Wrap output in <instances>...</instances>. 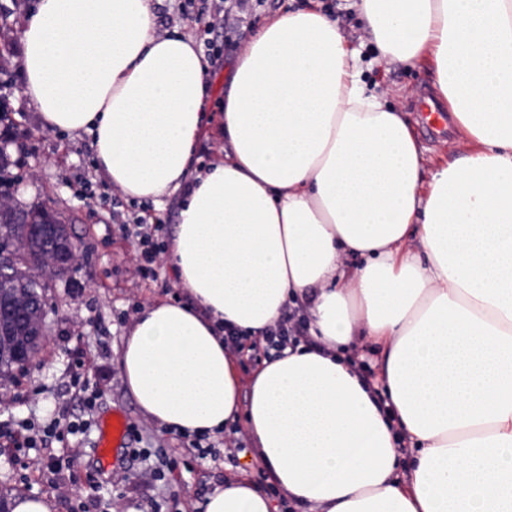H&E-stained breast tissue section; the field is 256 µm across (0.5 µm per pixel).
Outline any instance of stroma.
<instances>
[{
	"instance_id": "1",
	"label": "stroma",
	"mask_w": 512,
	"mask_h": 512,
	"mask_svg": "<svg viewBox=\"0 0 512 512\" xmlns=\"http://www.w3.org/2000/svg\"><path fill=\"white\" fill-rule=\"evenodd\" d=\"M316 6L333 12L351 47L370 52L371 43L358 13L346 6V0H226L224 31L217 44L225 54L244 49L266 19L283 7ZM367 82L378 83L391 94L393 105L407 113L417 138L427 147V167L469 153L467 138L455 127L429 133L417 110V99L432 96L430 77L425 69L405 70L381 63L366 75ZM0 83L11 92L13 131L26 150L14 153L9 170L12 193L27 204H44L56 210L71 234L77 238L88 257L80 261L69 279L50 282L45 289L44 329L46 342L33 363L10 380L0 379V402L9 403L0 420L10 416L44 421L56 409L66 407L70 414L84 415L85 410L70 389L66 371L65 336L79 338L80 344L94 358L92 374L101 390L93 413L94 425L81 444L83 454L68 480L69 496H62L28 457L15 462L0 460V498L12 500L18 495L39 494L53 503L54 512H69L78 501L101 495L112 501V512H196L199 504L226 475L246 470L258 488H265L258 472L261 465L247 454L229 459L224 445H217L214 455L198 456L185 447L183 439L165 434L154 421L139 411L124 384L119 357L127 337L128 324L122 314L141 310L163 295V284H175L170 267H163L160 279L145 281L133 273L131 246L123 240L111 210L85 199V181L95 175V157L89 135L73 136L43 129L38 112L23 94L17 65L0 73ZM224 78L211 81L207 112L215 118L208 124L213 139L207 149L197 150L198 165L206 167L224 158V140L217 133L223 117ZM122 412L135 424L146 447L171 449L173 464L163 467L161 479H152L154 459L123 455L115 469L101 472L93 455L99 425L113 412Z\"/></svg>"
}]
</instances>
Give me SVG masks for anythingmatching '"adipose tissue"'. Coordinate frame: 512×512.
I'll return each mask as SVG.
<instances>
[{
    "mask_svg": "<svg viewBox=\"0 0 512 512\" xmlns=\"http://www.w3.org/2000/svg\"><path fill=\"white\" fill-rule=\"evenodd\" d=\"M351 6L376 57L299 9L232 59L224 159L206 168L209 64L193 39L157 35L153 0H34L23 93L45 129L90 135L125 195L182 196L167 262L187 299L145 307L119 358L146 417L186 435L243 421L298 512H512V0ZM380 59L429 64L476 151L426 170L365 79ZM289 307L315 347L242 378ZM358 340L377 348L381 390ZM203 510L274 507L242 472Z\"/></svg>",
    "mask_w": 512,
    "mask_h": 512,
    "instance_id": "adipose-tissue-1",
    "label": "adipose tissue"
}]
</instances>
